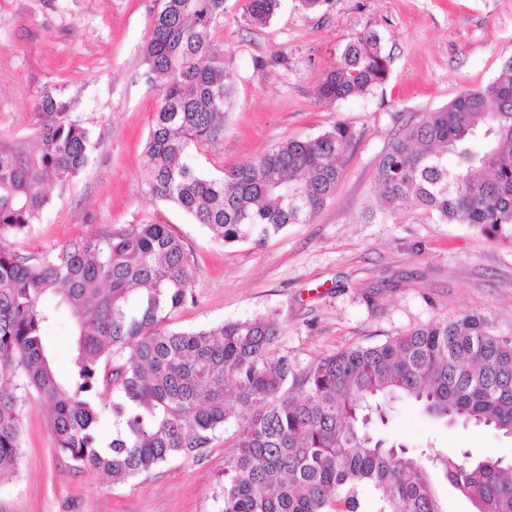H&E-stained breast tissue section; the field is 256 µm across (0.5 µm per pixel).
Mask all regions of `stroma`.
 Here are the masks:
<instances>
[{
	"label": "stroma",
	"instance_id": "obj_1",
	"mask_svg": "<svg viewBox=\"0 0 512 512\" xmlns=\"http://www.w3.org/2000/svg\"><path fill=\"white\" fill-rule=\"evenodd\" d=\"M245 0H226L213 51L234 76L221 135L196 155L207 173L252 162L290 139L344 123L357 134L333 198L306 224L261 244H226L175 206L149 196L143 159L158 106L144 48L160 0H0V143L39 147L44 94L92 140L87 167L44 185L48 202L24 237L0 249L42 257L131 224H165L191 254L193 296L175 324L202 329L263 315L278 352L304 372L327 355L370 346L441 318L479 313L512 331V242L442 224L414 203L387 210L374 188L381 155L405 125L485 86L512 59V0H282L264 26ZM374 34L389 77L327 105L323 73L345 45ZM240 427L229 421L199 456L113 483L58 451L36 394L23 411L20 458L0 481V512H221L225 467ZM381 436L442 453L512 458V439L486 427L431 421L402 401Z\"/></svg>",
	"mask_w": 512,
	"mask_h": 512
}]
</instances>
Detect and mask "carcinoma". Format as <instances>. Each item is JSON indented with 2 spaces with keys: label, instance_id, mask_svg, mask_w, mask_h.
I'll return each instance as SVG.
<instances>
[{
  "label": "carcinoma",
  "instance_id": "cac0c4a2",
  "mask_svg": "<svg viewBox=\"0 0 512 512\" xmlns=\"http://www.w3.org/2000/svg\"><path fill=\"white\" fill-rule=\"evenodd\" d=\"M224 3L161 0L153 16L144 62L159 105L143 183L214 238L261 242L309 222L333 197L356 134L338 124L220 175L194 165L192 150L224 126L234 83L212 51ZM279 7L246 0L244 19L264 25ZM388 74L377 38L359 36L323 75L317 97L334 104ZM36 109L37 152L0 144V237L27 234L46 204L44 179L72 178L90 159L88 132L65 120L63 106L47 93ZM374 183L389 209L413 200L441 223L511 239L512 60L395 138ZM192 282L190 254L165 224H131L42 258L0 249V480L20 455L32 390L50 410L57 447L118 482L199 454L236 417L222 512H366L364 487L375 492L376 512H446L443 480L474 512H512V460L387 447L373 429L406 399L436 420L512 438V334L466 314L325 356L298 375L274 350L270 316L173 328ZM62 312L75 329L60 374L44 335Z\"/></svg>",
  "mask_w": 512,
  "mask_h": 512
}]
</instances>
